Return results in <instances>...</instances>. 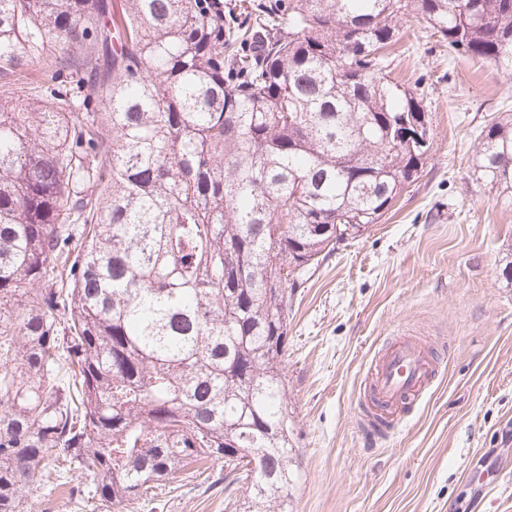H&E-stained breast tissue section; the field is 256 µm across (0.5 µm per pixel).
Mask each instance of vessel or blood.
Masks as SVG:
<instances>
[{"label":"vessel or blood","instance_id":"1","mask_svg":"<svg viewBox=\"0 0 512 512\" xmlns=\"http://www.w3.org/2000/svg\"><path fill=\"white\" fill-rule=\"evenodd\" d=\"M437 369L419 342L400 339L375 362L369 385V411L378 423L395 425L400 412L433 381Z\"/></svg>","mask_w":512,"mask_h":512}]
</instances>
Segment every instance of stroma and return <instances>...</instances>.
<instances>
[{
  "instance_id": "obj_1",
  "label": "stroma",
  "mask_w": 512,
  "mask_h": 512,
  "mask_svg": "<svg viewBox=\"0 0 512 512\" xmlns=\"http://www.w3.org/2000/svg\"><path fill=\"white\" fill-rule=\"evenodd\" d=\"M400 79L417 84L432 147L379 224L288 291L285 372L294 479L276 512H512V198L479 181L475 139L512 113L490 63L449 54L424 21L405 29ZM34 62L0 78V108L50 86ZM440 357L395 427L363 410L394 340ZM223 462L195 463L126 512H235ZM27 512H113L90 472L24 489Z\"/></svg>"
}]
</instances>
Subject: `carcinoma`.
Segmentation results:
<instances>
[{"mask_svg":"<svg viewBox=\"0 0 512 512\" xmlns=\"http://www.w3.org/2000/svg\"><path fill=\"white\" fill-rule=\"evenodd\" d=\"M412 18L512 77V0H0V75L66 53L90 86L0 110V512L61 451L122 509L238 452L243 512H275L288 284L424 165ZM474 153L512 195L511 114Z\"/></svg>","mask_w":512,"mask_h":512,"instance_id":"cac0c4a2","label":"carcinoma"}]
</instances>
